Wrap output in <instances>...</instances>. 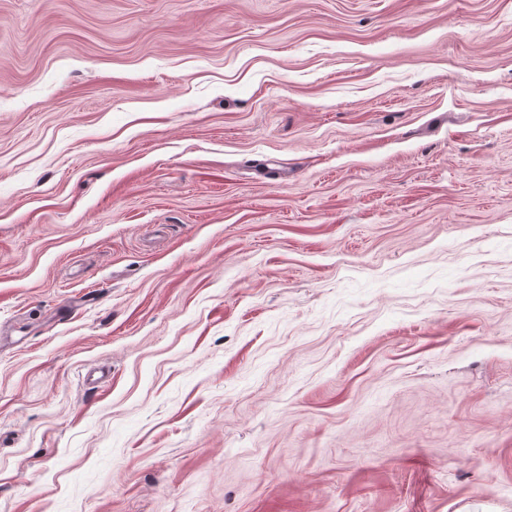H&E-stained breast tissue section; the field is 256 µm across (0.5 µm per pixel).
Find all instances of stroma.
<instances>
[{
  "instance_id": "stroma-1",
  "label": "stroma",
  "mask_w": 512,
  "mask_h": 512,
  "mask_svg": "<svg viewBox=\"0 0 512 512\" xmlns=\"http://www.w3.org/2000/svg\"><path fill=\"white\" fill-rule=\"evenodd\" d=\"M0 512H512V0H0Z\"/></svg>"
}]
</instances>
